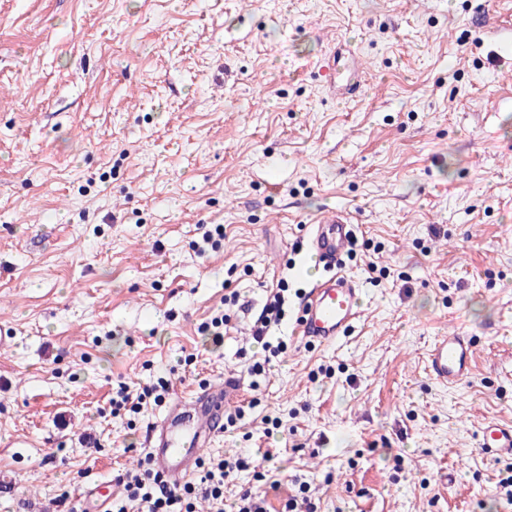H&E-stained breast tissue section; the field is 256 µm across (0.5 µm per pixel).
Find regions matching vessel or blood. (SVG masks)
<instances>
[{
  "mask_svg": "<svg viewBox=\"0 0 512 512\" xmlns=\"http://www.w3.org/2000/svg\"><path fill=\"white\" fill-rule=\"evenodd\" d=\"M356 230L350 216L340 210L321 213L315 220L307 250L325 277L306 292L294 323L296 336L308 343L335 344L364 315V285L340 265ZM473 348V337L460 329L436 336L426 352L429 378L448 387L465 381L473 369ZM239 390V379L228 375L191 396L175 397L151 429L148 454L154 469L167 480L187 481L196 470L202 448L222 435L224 409ZM476 448L492 460L511 459L512 422L486 419L478 431ZM80 497L86 512H107L111 500L100 483L84 487Z\"/></svg>",
  "mask_w": 512,
  "mask_h": 512,
  "instance_id": "vessel-or-blood-1",
  "label": "vessel or blood"
}]
</instances>
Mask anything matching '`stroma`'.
Segmentation results:
<instances>
[{
    "label": "stroma",
    "mask_w": 512,
    "mask_h": 512,
    "mask_svg": "<svg viewBox=\"0 0 512 512\" xmlns=\"http://www.w3.org/2000/svg\"><path fill=\"white\" fill-rule=\"evenodd\" d=\"M512 0H0V512H73L136 471L165 406L225 374L243 414L204 459L256 457L283 512H512ZM362 81L348 97L345 84ZM358 226L367 311L336 344L291 334L326 209ZM223 225L220 247L203 235ZM284 353L251 374L267 290ZM230 319L221 342L201 330ZM475 338L463 383L424 356ZM454 483H447V476ZM473 348V336L462 329L436 336L426 352L429 378L448 387L465 381L473 369ZM165 392L166 386L164 383H160L158 387H145L141 392L135 395L126 387H120L119 390L116 391V395L112 396V412L119 414L121 411H124V414H139L143 405L147 404L148 399L153 398L155 405L161 404L165 399ZM475 447L490 460L512 458V422L487 418L477 434ZM112 481H104L82 488L80 498L85 504L84 510L88 512H108L107 505L112 500V493L103 492Z\"/></svg>",
    "instance_id": "stroma-1"
}]
</instances>
